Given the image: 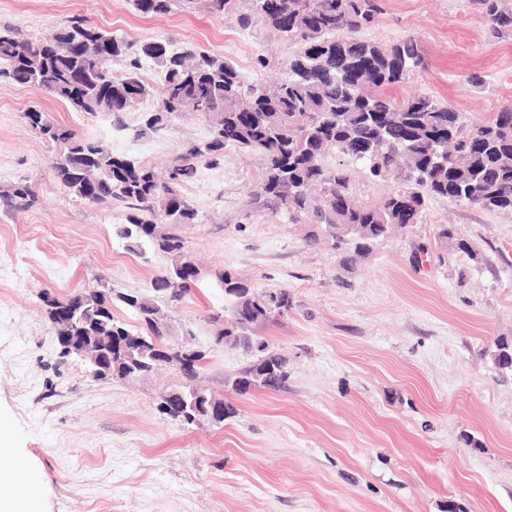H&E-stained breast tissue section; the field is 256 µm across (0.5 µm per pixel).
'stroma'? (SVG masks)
<instances>
[{
    "mask_svg": "<svg viewBox=\"0 0 512 512\" xmlns=\"http://www.w3.org/2000/svg\"><path fill=\"white\" fill-rule=\"evenodd\" d=\"M71 20L169 50L195 48L233 60L251 82L278 76L293 54L265 26L203 11L165 16L133 0H0V26L41 38ZM414 36L427 65L392 93L449 103L469 126L512 105V36L496 39L471 0H383L368 39ZM265 56L267 67L256 65ZM91 137L125 141L126 155L162 166L209 126L187 114L136 140L147 111L124 131L32 86L0 77V187L26 181V210L0 207V467L31 475L36 512H512V369L496 341L512 336V214L430 199L419 224L374 245L355 263L304 242L307 228L250 205L259 162L226 152L201 221L181 228L205 269L226 268L263 290H286L288 312L258 326L288 360L277 391L232 393L249 365L242 347L219 344L224 291L204 280L166 303L172 348L204 356L196 384L237 408L223 425H184L159 409L182 373L164 365L133 380H97L62 356L43 293L60 299L106 281L114 292L151 294L166 253L130 249L115 233L126 204L66 196L50 166L54 145L25 112ZM448 225L453 240L438 238ZM465 240L470 253L455 250ZM53 260L44 279L19 240Z\"/></svg>",
    "mask_w": 512,
    "mask_h": 512,
    "instance_id": "1",
    "label": "stroma"
}]
</instances>
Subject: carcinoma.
<instances>
[{"instance_id":"carcinoma-1","label":"carcinoma","mask_w":512,"mask_h":512,"mask_svg":"<svg viewBox=\"0 0 512 512\" xmlns=\"http://www.w3.org/2000/svg\"><path fill=\"white\" fill-rule=\"evenodd\" d=\"M261 0H134L152 16L202 9L212 18L232 13L246 30L264 25L293 48L281 76L270 84L246 81L220 54L187 50L168 53L160 42L136 45L79 22L49 36L21 39L0 29V76L34 86L87 116L104 115L126 129L124 115L143 99L155 100L134 136L165 130L193 112L210 123L209 136L190 141L169 160L164 172L113 152L102 138L51 122L44 113L24 114L43 139L59 146L51 174L60 189L97 204L121 202L136 210L115 235L139 247L149 241L172 256V264L151 288L173 299L201 282L202 271L184 251L174 230L198 223V210L182 187L198 169L237 150L260 156L259 192L251 205L292 224L312 227L306 242L326 239L333 248L352 250L348 261L409 224H418L429 199L445 198L487 210L512 212V105L489 122L470 128L461 113L424 94L397 99L389 89L425 67L419 41L406 36L384 44L361 33L377 25L379 0H284L288 19L264 15ZM494 34L512 33V0H473ZM126 58L117 77L112 61ZM163 68L154 87L138 73L142 60ZM344 162L329 164L330 157ZM372 180L385 181L404 168L403 183L372 205L356 200L352 165ZM8 209H28L36 196L20 181L0 190ZM230 298L229 318L219 344L243 345L254 363L231 384L237 395L248 378L256 387L279 389L288 379L287 360L253 328L290 308L288 292L255 289L232 272H214ZM139 322L133 330L112 312V288L105 283L85 292L81 304L105 311L112 335L164 339L170 325L149 297L119 294Z\"/></svg>"}]
</instances>
